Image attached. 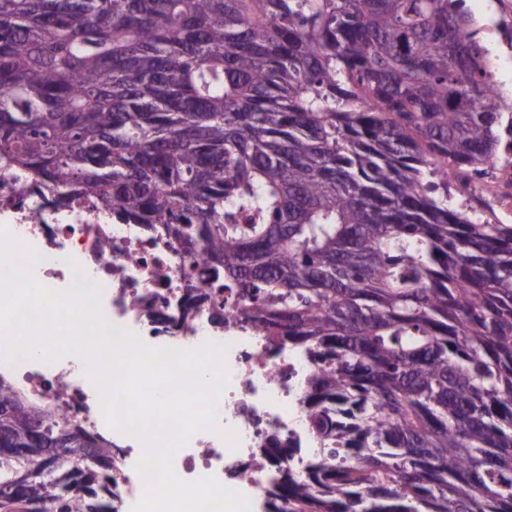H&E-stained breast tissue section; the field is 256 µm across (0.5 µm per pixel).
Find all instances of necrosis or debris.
<instances>
[{"label":"necrosis or debris","instance_id":"4bbe7bcc","mask_svg":"<svg viewBox=\"0 0 512 512\" xmlns=\"http://www.w3.org/2000/svg\"><path fill=\"white\" fill-rule=\"evenodd\" d=\"M0 226L19 246L15 265L36 274L41 284L61 281L85 291L99 284L100 311L112 337L127 328L152 347L227 344L218 364L227 387L217 402V418L176 452L172 466L178 477L215 478L253 507L268 480L254 460L265 439L290 448L282 460L287 469H301L321 455L300 399L311 363L297 349L271 353L263 337L241 327L236 301L218 294L209 259H198L195 274L184 276L185 250L179 242L141 224L120 223L111 209L92 199L55 205L40 191L38 176L18 167H0ZM77 268L84 279H74ZM0 376L33 403L109 442L117 512H131L135 503L155 494L136 470L146 445L108 425L95 375L78 358L15 360L8 336L0 335Z\"/></svg>","mask_w":512,"mask_h":512}]
</instances>
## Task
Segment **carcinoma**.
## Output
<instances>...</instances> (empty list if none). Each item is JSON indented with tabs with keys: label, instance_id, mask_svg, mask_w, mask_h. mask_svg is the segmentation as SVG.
<instances>
[{
	"label": "carcinoma",
	"instance_id": "obj_1",
	"mask_svg": "<svg viewBox=\"0 0 512 512\" xmlns=\"http://www.w3.org/2000/svg\"><path fill=\"white\" fill-rule=\"evenodd\" d=\"M485 52L465 0H0V164L201 245L318 366L327 457L262 446L264 512H512V224L448 206L501 142ZM24 473L113 512L108 443L0 379Z\"/></svg>",
	"mask_w": 512,
	"mask_h": 512
}]
</instances>
